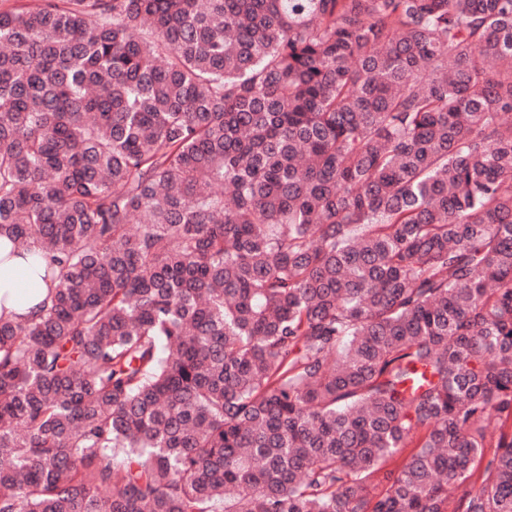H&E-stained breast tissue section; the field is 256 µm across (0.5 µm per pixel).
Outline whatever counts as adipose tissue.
Segmentation results:
<instances>
[{"instance_id":"adipose-tissue-1","label":"adipose tissue","mask_w":512,"mask_h":512,"mask_svg":"<svg viewBox=\"0 0 512 512\" xmlns=\"http://www.w3.org/2000/svg\"><path fill=\"white\" fill-rule=\"evenodd\" d=\"M46 295V284L30 272L26 259L12 256L7 240L0 238V308L6 316H36Z\"/></svg>"}]
</instances>
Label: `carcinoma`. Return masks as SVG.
Returning <instances> with one entry per match:
<instances>
[{
	"label": "carcinoma",
	"mask_w": 512,
	"mask_h": 512,
	"mask_svg": "<svg viewBox=\"0 0 512 512\" xmlns=\"http://www.w3.org/2000/svg\"><path fill=\"white\" fill-rule=\"evenodd\" d=\"M4 235L0 512H512V0H14ZM9 251L7 239L0 238V314L3 307L5 317H34L47 296L48 286L37 278V273H30L26 259L7 258Z\"/></svg>",
	"instance_id": "carcinoma-1"
}]
</instances>
